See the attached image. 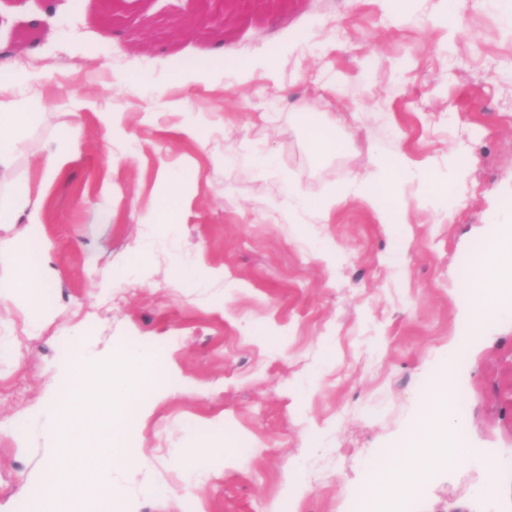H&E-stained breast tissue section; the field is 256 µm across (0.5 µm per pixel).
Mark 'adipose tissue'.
Wrapping results in <instances>:
<instances>
[{
	"mask_svg": "<svg viewBox=\"0 0 512 512\" xmlns=\"http://www.w3.org/2000/svg\"><path fill=\"white\" fill-rule=\"evenodd\" d=\"M296 110L310 129L309 143L314 154L323 155L344 150L346 137L323 121L319 113L305 103ZM38 120L33 101L20 99L0 102V173L11 169L16 153L27 132ZM370 162L372 174L359 180L355 187L334 188L318 202H310L297 188L288 190V211L296 214L312 208L330 212L349 195H356L365 205L375 209L381 223L400 224L405 218L403 206L391 202V189L395 182L409 176L411 166L406 155L373 153ZM499 251L493 250L475 264V271L467 284L459 305L465 314L484 306L501 310L512 306V283L500 276ZM48 279L31 270L26 251L16 254L11 267L0 270V301L15 305L25 316L40 311L42 298L49 288ZM455 387L453 373L444 374L425 398V415L415 422L399 446L396 455L387 458L378 471L373 472L368 484L362 488L374 502L386 501L406 489L424 469L441 460L461 462L478 455V448L456 447L453 437L464 429L462 417L449 407Z\"/></svg>",
	"mask_w": 512,
	"mask_h": 512,
	"instance_id": "obj_1",
	"label": "adipose tissue"
}]
</instances>
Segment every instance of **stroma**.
Masks as SVG:
<instances>
[{"label":"stroma","mask_w":512,"mask_h":512,"mask_svg":"<svg viewBox=\"0 0 512 512\" xmlns=\"http://www.w3.org/2000/svg\"><path fill=\"white\" fill-rule=\"evenodd\" d=\"M168 6L112 16L103 0H62L41 24L44 0H0V47L35 75L9 96L41 114L13 171L38 211L0 228V265L37 239L51 281L26 336L0 306V512L48 492L42 410L71 335L98 359L127 342L163 352L167 391L134 418V462L114 477L128 512H349L450 361L465 441L485 454L422 475L413 510L512 512V312L466 338L458 306L476 246L512 244V0H476L456 31L449 0L399 13L389 0H249L221 32ZM218 39L275 56L274 71L239 80L210 60ZM106 60L153 89L112 81ZM192 61L209 66L202 82L164 88ZM300 99L345 133V152L312 156ZM200 113L206 128L187 136ZM67 124L81 146L45 177L40 155ZM374 152L404 153L418 173L398 187L405 223L353 196L289 223L286 184L318 201ZM456 160L467 174L438 201L421 176L445 179ZM163 169L185 179L174 224L149 221ZM192 435L224 448L194 484L173 463ZM147 480L156 496L140 494Z\"/></svg>","instance_id":"stroma-1"}]
</instances>
